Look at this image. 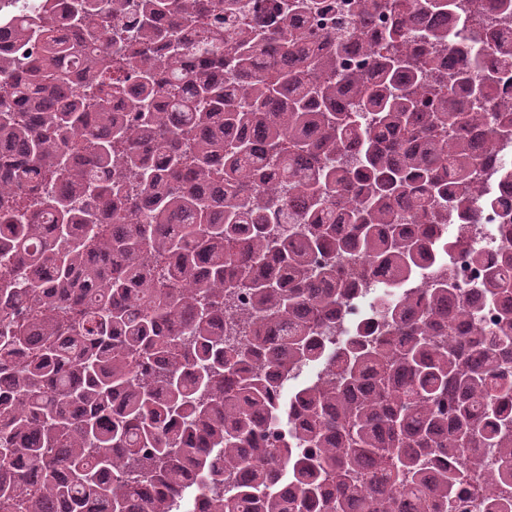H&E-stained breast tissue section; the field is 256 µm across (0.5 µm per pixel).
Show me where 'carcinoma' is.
<instances>
[{"label":"carcinoma","instance_id":"1","mask_svg":"<svg viewBox=\"0 0 512 512\" xmlns=\"http://www.w3.org/2000/svg\"><path fill=\"white\" fill-rule=\"evenodd\" d=\"M331 9L65 0L63 36L0 0L42 46L0 51V512H448L471 480L512 512V277L429 233L492 203L512 0ZM378 272V329L323 346ZM288 0H241L243 5L244 14L246 15V21L249 24L266 29V24L262 23L263 19L266 18V11L278 8L281 13L284 12V5Z\"/></svg>","mask_w":512,"mask_h":512}]
</instances>
